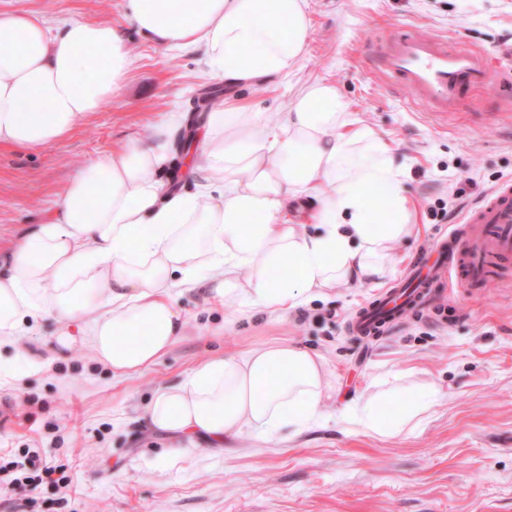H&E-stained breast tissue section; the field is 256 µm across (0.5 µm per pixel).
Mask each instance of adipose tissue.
<instances>
[{
  "label": "adipose tissue",
  "instance_id": "obj_1",
  "mask_svg": "<svg viewBox=\"0 0 512 512\" xmlns=\"http://www.w3.org/2000/svg\"><path fill=\"white\" fill-rule=\"evenodd\" d=\"M125 21L167 50H198L228 84L285 79L303 58L307 0H125ZM131 57L108 22H52L0 10V148L36 150L69 137L121 98ZM188 121L169 112L150 135L89 161L61 205L0 261V386L34 323L53 319L56 341L81 340L119 375L156 363L184 336L175 289L205 287L214 303L245 314L305 305L340 285L391 275V245L413 232L405 173L389 145L352 119L334 84L291 98L282 122L236 98L204 118L197 189L161 179L171 138ZM315 200V232L291 224L301 195ZM396 222L376 221L378 204ZM325 359L274 339L214 357L164 387L143 414L174 444L223 447L244 429L301 427L321 415ZM402 404L389 420L370 398L351 419L388 435L428 411Z\"/></svg>",
  "mask_w": 512,
  "mask_h": 512
}]
</instances>
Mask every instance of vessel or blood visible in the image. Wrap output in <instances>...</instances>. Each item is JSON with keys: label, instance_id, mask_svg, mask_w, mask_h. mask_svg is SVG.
<instances>
[{"label": "vessel or blood", "instance_id": "b4317fda", "mask_svg": "<svg viewBox=\"0 0 512 512\" xmlns=\"http://www.w3.org/2000/svg\"><path fill=\"white\" fill-rule=\"evenodd\" d=\"M383 66L390 78L441 117L488 79L487 67L469 49H451L417 34L392 41ZM510 258L512 179H507L474 206L462 224L425 249L403 283L359 310L350 320L351 328L360 336H376L403 315L426 310L430 289L446 279L470 288L484 286L493 281L497 266Z\"/></svg>", "mask_w": 512, "mask_h": 512}]
</instances>
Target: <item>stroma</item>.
Returning <instances> with one entry per match:
<instances>
[{"mask_svg":"<svg viewBox=\"0 0 512 512\" xmlns=\"http://www.w3.org/2000/svg\"><path fill=\"white\" fill-rule=\"evenodd\" d=\"M58 21L119 26L133 62L120 101L106 103L70 137L22 151L0 149V249L62 201L91 159L145 138L165 112L240 97L279 122L301 86L335 84L352 117L394 149L412 200L413 235L388 262L396 277L332 288L278 318L238 317L183 291L186 334L149 369L112 373L81 342L57 346L52 320L26 337L25 351L56 349L43 373L18 363L0 387V460L38 452L71 482L34 491L37 512H512V262L471 294L445 289L433 311L410 315L362 341L349 321L405 276L423 251L460 224L500 180L512 177V0H308L307 50L285 81L249 86L210 77L197 51L155 47L123 20V0H0ZM406 31L465 43L491 81L442 120L379 74L378 60ZM454 210L444 219L441 207ZM285 339L324 356L323 418L295 436L244 433L222 448L188 444L164 458L168 437L140 423L156 390L197 364L257 343ZM438 396L422 422L380 435L343 421L348 402L391 392Z\"/></svg>","mask_w":512,"mask_h":512,"instance_id":"obj_1","label":"stroma"}]
</instances>
